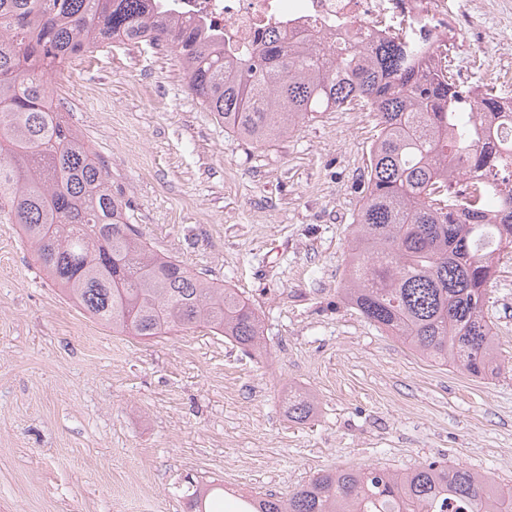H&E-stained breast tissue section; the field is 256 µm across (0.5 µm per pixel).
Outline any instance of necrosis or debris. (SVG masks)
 Masks as SVG:
<instances>
[{
	"label": "necrosis or debris",
	"mask_w": 512,
	"mask_h": 512,
	"mask_svg": "<svg viewBox=\"0 0 512 512\" xmlns=\"http://www.w3.org/2000/svg\"><path fill=\"white\" fill-rule=\"evenodd\" d=\"M176 13L195 16L224 33L227 48L242 53L270 29L302 46L315 41L336 49L388 36L401 22L419 56L440 61L473 16L451 0H171Z\"/></svg>",
	"instance_id": "4bbe7bcc"
}]
</instances>
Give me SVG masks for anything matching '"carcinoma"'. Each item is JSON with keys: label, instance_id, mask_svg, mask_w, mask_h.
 I'll return each mask as SVG.
<instances>
[{"label": "carcinoma", "instance_id": "obj_1", "mask_svg": "<svg viewBox=\"0 0 512 512\" xmlns=\"http://www.w3.org/2000/svg\"><path fill=\"white\" fill-rule=\"evenodd\" d=\"M115 39L170 48L188 90L252 144L286 138L319 112L374 113L342 299L438 364L495 373L484 298L491 258L512 247V145L486 119L503 95L426 66L396 34L337 51L297 47L272 30L238 54L224 48L223 31L158 0H0V221L20 226L76 306L131 336L207 327L246 352L263 348L246 298L148 245L54 103L44 69ZM287 410L305 422L315 400L300 394ZM241 512H512V493L460 464L401 475L336 467L286 497L244 500Z\"/></svg>", "mask_w": 512, "mask_h": 512}]
</instances>
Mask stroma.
<instances>
[{"label": "stroma", "instance_id": "stroma-1", "mask_svg": "<svg viewBox=\"0 0 512 512\" xmlns=\"http://www.w3.org/2000/svg\"><path fill=\"white\" fill-rule=\"evenodd\" d=\"M470 85L512 96V25L483 0ZM83 95L58 104L110 173L157 251L236 289L266 349L208 329L150 339L113 332L65 300L18 225L0 223V512H190L198 486L295 491L334 467L397 472L462 464L512 490V248L485 318L498 374L439 366L341 299L353 217L376 133L370 112H323L259 147L188 93L165 48L106 42ZM316 398L289 420L284 397Z\"/></svg>", "mask_w": 512, "mask_h": 512}]
</instances>
